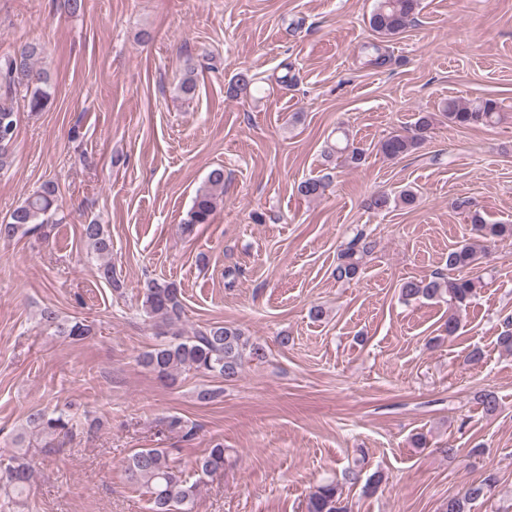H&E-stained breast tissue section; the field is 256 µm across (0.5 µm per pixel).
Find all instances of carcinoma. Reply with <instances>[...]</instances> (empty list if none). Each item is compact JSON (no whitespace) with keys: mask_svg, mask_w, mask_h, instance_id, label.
Wrapping results in <instances>:
<instances>
[{"mask_svg":"<svg viewBox=\"0 0 512 512\" xmlns=\"http://www.w3.org/2000/svg\"><path fill=\"white\" fill-rule=\"evenodd\" d=\"M420 0H377L369 24L383 39H392L401 34L418 14ZM41 49L31 43L20 45L12 54L0 59V170L12 163L10 147L17 133L18 116L13 99L21 94L32 113L45 110L51 102V84L48 76L35 68L34 60ZM500 106L491 98L475 101L450 99L445 104L443 115L448 123L456 126L474 124L490 125L499 118ZM433 126V117L422 115L412 127L402 134H395L381 144L382 152L391 159L401 158L417 149L428 137ZM298 191L310 198H318L325 191L321 178H309L301 182ZM224 194V168L212 169L193 200L183 221V232L190 234L198 224H208L217 203ZM57 198L56 186L48 182L40 190L17 206L10 220L0 224V240H10L18 234H39L47 226L58 223L53 218ZM457 210L467 214L474 229L484 242L494 243L512 238V224H486L480 214L473 210L471 199L455 200ZM82 238L87 248L103 259L99 268L100 278L114 287H119L112 263V239L104 225L89 223L82 225ZM370 249L363 232H358L340 252L334 275L338 280H351L359 270V255ZM479 259L478 244L459 245L448 251L447 266L450 270L462 271L476 264ZM476 293V282L465 277H449L434 273L428 278L410 280L400 287L401 298L406 301L448 298V304L459 308L467 304ZM182 288L169 280L152 279L144 286L143 307L150 317L162 319L166 327H172L181 319L183 306ZM41 319L53 326L61 336L73 340H84L92 335L91 326L75 321L65 324L59 321L56 312L47 308ZM266 359L265 347L244 335L238 328L226 324L210 325L184 336L171 333L168 340L144 352L140 358L143 366L150 369L162 381L175 379L183 369H195L211 373L226 382H234L241 375L245 361L262 362ZM166 428L176 433L181 440L189 441L196 435V427L178 415L165 420ZM27 426L41 437L50 440L60 434L72 432L71 418L59 414L53 416L45 411H33L27 417ZM171 448H142L128 459L127 472L131 480L141 484L151 505V512H192L194 500L199 492L201 477L224 471L226 456L224 444L217 443L204 450L195 460V472L199 479L191 482L183 470L172 459ZM32 478V458L27 449H19L0 465V494L18 503L24 500L28 483ZM497 478L489 473L481 480L470 484L460 496L448 499L444 512H470V504L480 499L488 500L494 495ZM306 512H348L342 504L341 489L334 481H326L314 489L308 497Z\"/></svg>","mask_w":512,"mask_h":512,"instance_id":"obj_1","label":"carcinoma"}]
</instances>
